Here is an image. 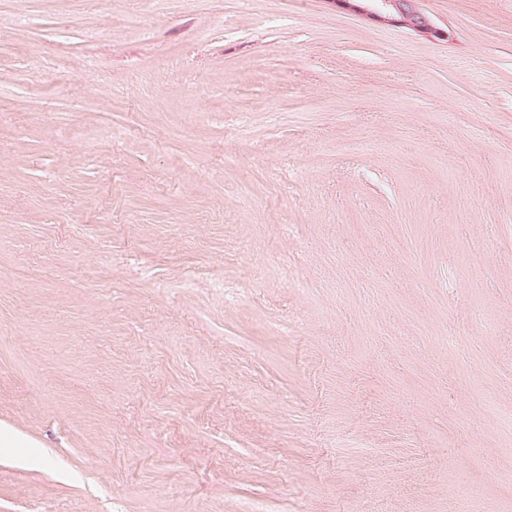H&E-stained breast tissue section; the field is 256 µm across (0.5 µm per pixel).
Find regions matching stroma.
<instances>
[{
	"mask_svg": "<svg viewBox=\"0 0 512 512\" xmlns=\"http://www.w3.org/2000/svg\"><path fill=\"white\" fill-rule=\"evenodd\" d=\"M0 0V512H512V0ZM342 8L366 15L368 18L389 24L406 26L413 31L434 38L445 33L436 27L418 7L417 0H328Z\"/></svg>",
	"mask_w": 512,
	"mask_h": 512,
	"instance_id": "stroma-1",
	"label": "stroma"
}]
</instances>
